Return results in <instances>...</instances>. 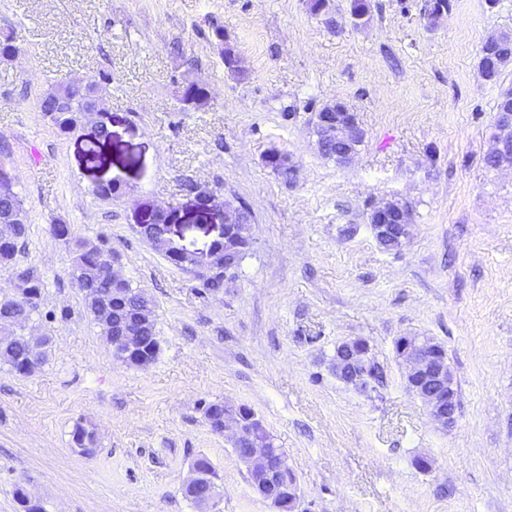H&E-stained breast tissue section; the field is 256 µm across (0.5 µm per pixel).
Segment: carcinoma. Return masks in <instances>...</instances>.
Wrapping results in <instances>:
<instances>
[{"label":"carcinoma","mask_w":512,"mask_h":512,"mask_svg":"<svg viewBox=\"0 0 512 512\" xmlns=\"http://www.w3.org/2000/svg\"><path fill=\"white\" fill-rule=\"evenodd\" d=\"M217 40V49L229 69L235 68V57L230 48L224 47V31L221 26H212ZM498 64L491 71L484 72L489 81L500 79L504 69L512 64V47L497 50ZM97 83L85 85L68 83L60 85L48 92L40 102L41 111L51 125L61 134H70L81 125L82 119L88 114L97 116L92 129V143H98L110 137L107 113L97 107ZM322 155L328 159L339 161L338 154L345 146L357 149L364 140V132H359L348 141L336 138V133H328L318 127L314 128ZM508 141L512 144V126L504 129L495 125L492 144L482 156V164L488 170H494L503 163L512 164V154L501 153L500 143ZM166 211L151 210L146 223L138 229L139 236L152 243L164 231ZM0 267H9L15 260L19 245L27 236V212L23 200L13 191L11 184L0 179ZM51 231L63 240L71 253V276L77 287L83 292L85 307L93 321L100 329L109 350L114 356L135 351L139 355L155 361L159 341L156 332L155 301L145 291L132 286L131 282L120 278L112 279L109 272V257L116 252L108 247L102 238L88 239L73 235L66 224H54ZM252 242L232 232L224 239L221 251L228 252L233 266H238ZM18 286L15 295L0 300V363L5 364L22 376H29L41 370L47 361L44 347L48 338H34L26 333V327L35 316L55 318L54 313H42L38 301L43 283L33 270L29 268L16 270ZM202 291L217 293L224 288V271L219 270L199 277ZM204 418L214 432L224 425V419L242 423V431L238 435L235 448H268L270 464L281 476L294 480L296 475L288 463L286 451L276 445L273 435L262 420L255 416L247 406H231L221 402H209L203 405ZM74 447L83 452H91L97 447L96 432L83 423L74 425L71 432Z\"/></svg>","instance_id":"obj_1"}]
</instances>
